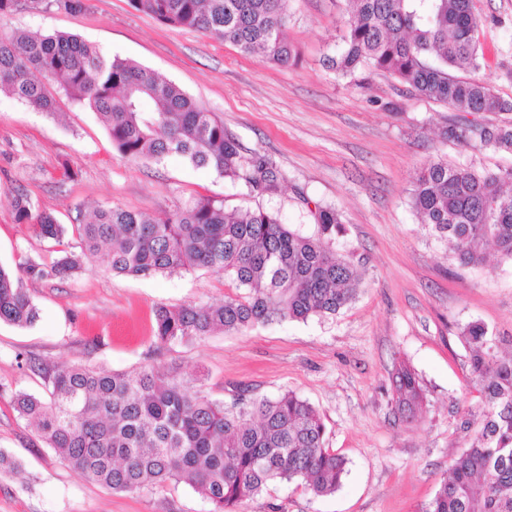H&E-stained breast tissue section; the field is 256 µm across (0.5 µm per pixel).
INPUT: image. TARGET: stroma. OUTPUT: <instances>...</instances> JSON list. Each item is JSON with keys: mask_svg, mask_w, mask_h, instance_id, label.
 Listing matches in <instances>:
<instances>
[{"mask_svg": "<svg viewBox=\"0 0 512 512\" xmlns=\"http://www.w3.org/2000/svg\"><path fill=\"white\" fill-rule=\"evenodd\" d=\"M73 11L28 0L0 20V34L78 36L105 55L132 60L179 85L223 119L244 155L272 160L284 179L271 196L180 156L133 163L112 144L89 108L56 93L54 112H38L0 94V265H51L78 239L77 215L112 205L162 218L198 197L226 209H263L282 223L310 227V212L336 208V247L363 274L355 301L336 316L257 324L235 333L156 348L160 305L218 304L234 294L223 273L195 269L152 278L117 275L99 263L70 279L23 277L38 308L31 326L0 322V451L21 465L0 472V512H212L185 484L115 493L71 469L20 418L16 393L46 395L38 362L130 371L155 362L175 368L187 386L231 402L240 390L272 397L291 390L326 425V445L345 458L336 493L316 497L301 482L274 481L238 512H421L468 447L480 423L481 394L470 376L461 334L471 321L495 336L498 357H512V265L489 252L482 269L457 266L448 243L419 223L410 190L429 163H466L481 172L512 156L464 149L446 139L461 120L486 127L512 112L463 113L415 95L370 66L344 77L331 67L351 18L349 0H289L286 66L231 44L175 28L134 10L129 0H80ZM483 21L478 78L512 99V0H472ZM25 193L34 211L68 227L62 239L35 237L11 205ZM36 359L19 365L18 356ZM417 375L422 397L399 411L392 375Z\"/></svg>", "mask_w": 512, "mask_h": 512, "instance_id": "1", "label": "stroma"}]
</instances>
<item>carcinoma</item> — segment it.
<instances>
[{
  "instance_id": "1",
  "label": "carcinoma",
  "mask_w": 512,
  "mask_h": 512,
  "mask_svg": "<svg viewBox=\"0 0 512 512\" xmlns=\"http://www.w3.org/2000/svg\"><path fill=\"white\" fill-rule=\"evenodd\" d=\"M159 22L203 32L246 55L286 64L289 0H129ZM354 18L332 58L336 72L352 75L369 63L395 75L419 95L458 112H512V101L476 77L483 54L471 0H354ZM59 90L89 107L112 144L133 162L160 163L175 154L210 168L250 191L276 189L278 171L267 158L241 154L224 122L173 82L132 61L110 58L74 35H0V91L40 112H53ZM448 138L465 148L512 153V123L470 135L452 126ZM512 167L481 173L467 164H428L413 183L410 205L419 223L451 244L461 266L485 264L494 246L512 264ZM16 221L43 239L66 227L49 212L33 213L30 198L12 199ZM312 232L292 229L277 216L229 211L200 197L163 219L121 207L99 206L76 225L80 252L48 268L23 265L34 278H71L102 262L119 275L154 277L206 268L224 272L236 293L213 305L158 306L155 344L164 347L259 323L328 318L350 305L360 275L336 256L341 233L336 211L320 207ZM38 311L21 278L0 266V321L29 326ZM471 349L470 373L481 385L484 421L453 461L448 478L421 512H512V358L493 353L496 337L480 322L462 328ZM44 401L27 393L16 410L42 443L85 478L117 493L184 483L215 512H236L274 480H300L316 497L341 486L346 461L326 447L317 409L295 392L241 395L226 404L192 390L169 369L146 364L108 372L85 366L41 364ZM398 406L421 397L415 373L394 376Z\"/></svg>"
}]
</instances>
